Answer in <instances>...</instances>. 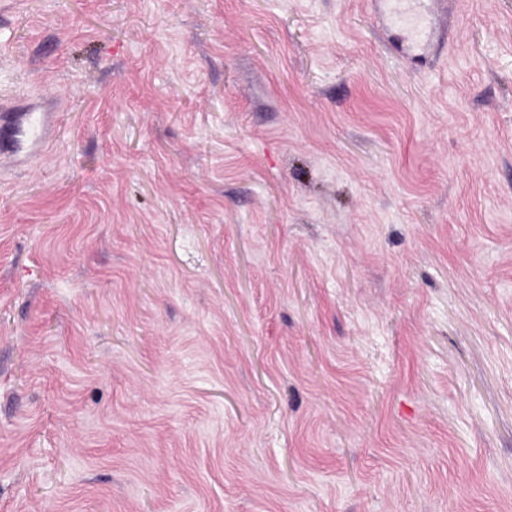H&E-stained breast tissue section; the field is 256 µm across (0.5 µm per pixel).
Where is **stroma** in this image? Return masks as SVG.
I'll use <instances>...</instances> for the list:
<instances>
[{
	"instance_id": "stroma-1",
	"label": "stroma",
	"mask_w": 512,
	"mask_h": 512,
	"mask_svg": "<svg viewBox=\"0 0 512 512\" xmlns=\"http://www.w3.org/2000/svg\"><path fill=\"white\" fill-rule=\"evenodd\" d=\"M0 0V512H512V0ZM394 20L404 26L412 35L416 45L421 44L429 35L425 17L414 4L402 0H389ZM0 158L14 157L45 142L51 128L48 108L0 114Z\"/></svg>"
}]
</instances>
